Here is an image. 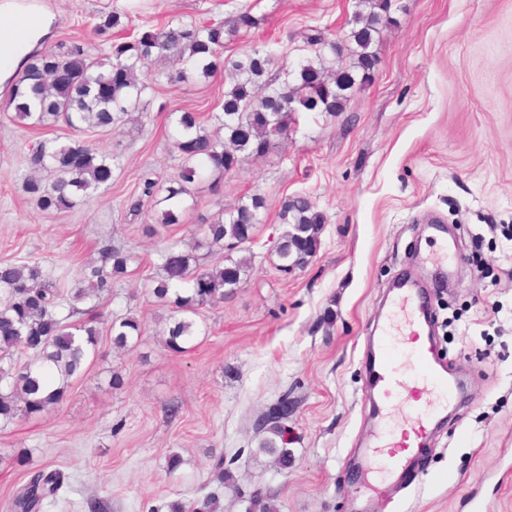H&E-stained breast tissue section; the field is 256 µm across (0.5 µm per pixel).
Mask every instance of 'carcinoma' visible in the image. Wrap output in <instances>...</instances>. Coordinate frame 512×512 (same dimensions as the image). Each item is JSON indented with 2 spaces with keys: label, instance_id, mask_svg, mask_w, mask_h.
<instances>
[{
  "label": "carcinoma",
  "instance_id": "obj_1",
  "mask_svg": "<svg viewBox=\"0 0 512 512\" xmlns=\"http://www.w3.org/2000/svg\"><path fill=\"white\" fill-rule=\"evenodd\" d=\"M363 9L354 16L355 28L348 36L350 45H336L319 34L310 45L319 47L315 56L289 64L277 76H268L275 60L273 50H252L224 67L228 72L222 111L205 118L197 112L184 111L174 120L172 148L183 160L178 176L162 184L145 179L129 211L144 212L153 200L166 204L156 223L174 226L183 223V196L187 185L202 172L210 170L224 175L234 170L244 156L265 153L271 140L288 138L291 110L300 112H342L349 94L357 83L371 79L377 55L373 50L378 27L391 22L392 0H359ZM120 18L109 12L99 16L94 32L110 41L109 53L94 57L83 41L60 43L35 56L26 75L11 90L6 109L13 110V120L23 128H35L48 122H62L74 132L117 130L129 112L138 108L142 94L152 82L138 72L156 54L175 50L185 66L163 74L164 81L176 85L193 77L210 78L221 62L224 48V25H171L146 31L132 41H112V29ZM349 63L331 70L325 52ZM211 122L215 131L205 123ZM224 132L219 136L218 132ZM114 154H98L79 140L56 146L42 140L29 147L27 163L36 172L24 178L23 189L36 199L43 210L62 211L75 207L91 188L112 181ZM163 197H158V194ZM264 198L253 195L240 204L209 219L199 216L202 238L190 250L171 245L162 252L166 276L157 282L153 294L169 300L173 314L167 327V345L175 352L198 331L196 316L206 305L218 306L232 295L246 275L248 259L241 258L229 266L207 269L201 266L196 251L200 248L229 250L240 248L253 238ZM287 225L278 237L276 252L281 270L302 267L318 248L324 217L305 196L285 202L279 215ZM105 261L112 271L95 267L83 271L79 286L70 291L72 304L68 317L82 319L68 323L56 316L55 309L62 287L42 278L36 265L0 261V421L10 423L19 416L40 415L59 405L68 382L82 372L90 350L100 336L95 317L77 304L112 289V275L126 270L128 257L119 249L104 247ZM113 343L126 347L141 340V324L132 317L111 324ZM36 353L33 362L17 366L14 355ZM269 433L260 447L276 453L288 464L287 429L269 409L260 421ZM63 483L62 474L46 467L32 472L27 483L13 498L11 512H41L44 502L54 496Z\"/></svg>",
  "mask_w": 512,
  "mask_h": 512
}]
</instances>
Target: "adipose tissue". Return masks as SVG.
Returning <instances> with one entry per match:
<instances>
[{
  "mask_svg": "<svg viewBox=\"0 0 512 512\" xmlns=\"http://www.w3.org/2000/svg\"><path fill=\"white\" fill-rule=\"evenodd\" d=\"M58 20L42 0H0V93L11 90L31 58L53 43Z\"/></svg>",
  "mask_w": 512,
  "mask_h": 512,
  "instance_id": "obj_1",
  "label": "adipose tissue"
}]
</instances>
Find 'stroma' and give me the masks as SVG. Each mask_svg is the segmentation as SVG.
Instances as JSON below:
<instances>
[{
	"label": "stroma",
	"instance_id": "stroma-1",
	"mask_svg": "<svg viewBox=\"0 0 512 512\" xmlns=\"http://www.w3.org/2000/svg\"><path fill=\"white\" fill-rule=\"evenodd\" d=\"M59 19L56 39L108 47L98 15L120 14V35L167 23L231 24L244 10L256 27L225 35L223 59L268 45L271 72L312 56L310 35L349 34L357 0H45ZM380 26L378 62L344 111L298 112L284 140L225 175L204 173L184 197V223L149 236L151 213L127 207L143 178L177 175L173 115L220 111L224 77L154 85L120 132L80 138L120 158L109 184L66 211L41 210L23 190L29 144L72 137L56 124L22 132L0 98V260L36 261L50 282H74L102 266L101 250L127 252L125 274L97 300V352L72 378L59 408L0 424V512L41 467L63 485L43 512H187L204 499L216 512H245L261 491L270 512H512V0H399ZM265 198L246 248L247 279L224 304L203 308L199 332L177 353L162 330L171 307L152 288L161 253L187 250L198 215L214 216ZM309 197L325 216L316 254L279 271L276 243L285 201ZM466 260L443 268L444 247ZM424 283L432 301L431 342L463 388L441 410L408 376L379 407L367 389L392 284ZM140 321V343L113 349V320ZM287 466L264 453L258 421L280 397ZM443 421L429 430L401 488L368 493L381 467L377 440L411 425L416 399ZM223 453L226 478L212 457ZM182 464L170 470L171 455Z\"/></svg>",
	"mask_w": 512,
	"mask_h": 512
}]
</instances>
